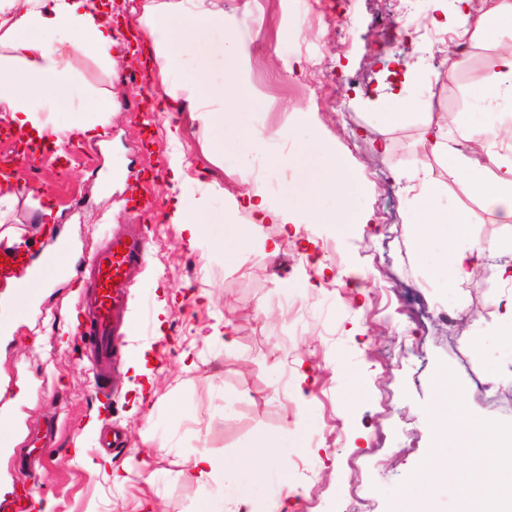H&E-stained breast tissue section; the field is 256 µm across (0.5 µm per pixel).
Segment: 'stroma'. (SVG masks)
I'll return each mask as SVG.
<instances>
[{
  "label": "stroma",
  "mask_w": 512,
  "mask_h": 512,
  "mask_svg": "<svg viewBox=\"0 0 512 512\" xmlns=\"http://www.w3.org/2000/svg\"><path fill=\"white\" fill-rule=\"evenodd\" d=\"M326 5L327 22L306 18L301 0L204 3L223 17L225 34L246 44L237 74L264 102L226 136L256 135L270 151L293 155L288 126L308 113L355 178L351 211L370 216L366 225L303 224L291 236L281 225H264L263 236L281 243L274 257L246 250L225 265L170 222L180 202L197 210L200 224H243L247 213L234 209V198L256 187L274 201L286 188L276 173H242L234 154L210 159L208 134L191 118L179 75L160 79L157 65L129 48L114 51L108 71L71 58L80 90L111 93L114 112L100 138L66 141L64 160L19 172L24 183L55 192L49 206L73 257L65 274L36 282L24 319L0 330V418L12 419L16 441L0 450V500L32 485L36 506L52 502L53 512H196L222 488L185 479L187 458L204 448L231 465L257 439L284 436L288 446L272 469L280 498L253 495L266 512H393L398 498L422 492L419 473L434 454L431 417L443 395L460 406L448 421L453 467L471 468L478 459L469 428L512 429V338L488 329L494 298L512 294V285L495 279L503 258H486L463 288L428 287L407 238V188L418 170L432 168L449 201L468 212L467 238L493 240L500 226L419 150V123L383 129L371 121L403 72L422 67L430 82L409 90L414 112L447 113L452 131L465 117L480 127L493 123L471 90L512 50V38L475 42L461 65L441 23L436 39L394 41L391 24L403 0ZM133 68L134 83L124 78ZM131 105L149 121L130 123ZM150 160L156 173L146 194L156 212L124 209ZM47 205L19 197L0 231L20 228L38 250L43 225L31 217ZM130 224L152 242L149 266L123 311L124 355L142 354L144 364L138 372L124 366L106 399L86 379L75 286L89 248ZM319 260L328 275L318 276ZM478 333L480 360L470 351ZM441 370L444 392L436 381ZM493 370L501 377L492 400L476 382ZM175 403L182 415L172 413ZM50 419L60 436L42 449L46 466L36 471L23 443ZM108 422L123 428L124 443L104 454L99 433ZM92 462L97 470H89Z\"/></svg>",
  "instance_id": "stroma-1"
}]
</instances>
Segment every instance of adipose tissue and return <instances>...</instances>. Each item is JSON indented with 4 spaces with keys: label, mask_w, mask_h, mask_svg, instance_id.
Wrapping results in <instances>:
<instances>
[{
    "label": "adipose tissue",
    "mask_w": 512,
    "mask_h": 512,
    "mask_svg": "<svg viewBox=\"0 0 512 512\" xmlns=\"http://www.w3.org/2000/svg\"><path fill=\"white\" fill-rule=\"evenodd\" d=\"M178 29L182 46L174 48L168 33ZM219 34L216 55L220 59L240 61L246 56L242 41L224 33L221 18L196 16L176 10L155 13L143 28V36L152 45L161 76L182 73L183 88L195 100L192 114L208 131L210 155L223 157L228 147L224 135V115L215 109L196 69L187 64L189 49L202 33ZM456 44L466 45L495 34L512 38V0H489L487 8H477L475 0H456L451 28ZM121 28L112 24L100 0H0V120L12 127L35 132L37 142H44L48 131L46 115L62 98L78 94L68 67L70 57H92L104 69L112 67V50L124 44ZM475 98L491 112L510 106L504 120L483 128L460 122L457 137H449L447 123L435 113L417 117L410 110V99L402 88L395 89L373 120L386 128L410 121H420L421 144L432 158H453L455 170L467 194L483 202L497 217L499 236L489 242H449V228H463L467 214L449 204L448 193L429 169H421L410 186L411 219L407 227L410 245L417 257L428 263L434 281L463 286L474 270L491 255H512V52L498 55L474 90ZM95 123L74 119L68 126L55 129L57 142L74 134L93 137L102 134L112 118L111 95L93 97ZM288 134L296 141V157L268 153L264 142L248 138L237 149V163L242 172L264 169L304 184L301 193L285 192L276 203H269L261 191L245 192L248 221L227 225L224 232L206 236L194 211L176 207L169 214L172 223L187 231L190 240L208 237L211 251L221 253L225 263H232L241 251L260 246L274 255L279 245L273 240L257 241L256 231L263 224L294 223L305 212L324 223H335L345 216L348 223L364 224L368 217L348 209L352 180L341 169L334 150L316 139L307 116H300ZM284 443L261 438L239 453L237 464L227 466L210 453L199 452L189 461L185 474L195 481L207 479L224 483L222 496L202 503L199 512H224L228 503L249 499L256 488L272 487L269 463L278 456ZM488 475L480 486V496L492 512H512V465H500L491 459Z\"/></svg>",
    "instance_id": "obj_1"
}]
</instances>
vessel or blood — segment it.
Here are the masks:
<instances>
[{"label": "vessel or blood", "instance_id": "obj_1", "mask_svg": "<svg viewBox=\"0 0 512 512\" xmlns=\"http://www.w3.org/2000/svg\"><path fill=\"white\" fill-rule=\"evenodd\" d=\"M69 251L66 242H58L35 263L24 255L21 245L0 246V257L8 260L0 267V279L11 277L17 265L27 270L30 278L51 277L59 271L58 258ZM148 256L146 238L134 230L112 237L87 256L90 285L76 297L74 308L88 327L85 352L89 379L97 394L109 395L111 378L119 371L118 354L126 338L121 310L127 303L128 286Z\"/></svg>", "mask_w": 512, "mask_h": 512}]
</instances>
